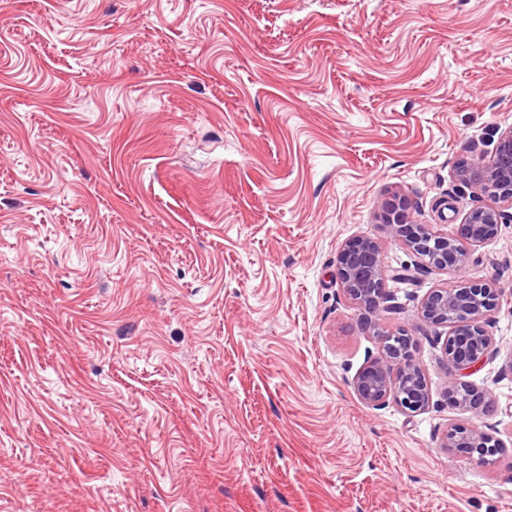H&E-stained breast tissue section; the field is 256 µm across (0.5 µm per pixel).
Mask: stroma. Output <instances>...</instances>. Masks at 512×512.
<instances>
[{
	"mask_svg": "<svg viewBox=\"0 0 512 512\" xmlns=\"http://www.w3.org/2000/svg\"><path fill=\"white\" fill-rule=\"evenodd\" d=\"M510 126L512 0H0V512H512V303L483 418L417 318L512 289V220L386 284L421 413L356 396L380 340L334 277L357 236L411 264L391 193L455 233ZM463 391L466 396L462 400L460 393ZM446 395L449 406L467 408L477 414L487 411L493 402L492 392L488 387L479 388L461 378H453L448 382ZM443 448H460L462 452L479 463H487L502 451L505 445L480 427L465 428L449 423L444 434Z\"/></svg>",
	"mask_w": 512,
	"mask_h": 512,
	"instance_id": "1",
	"label": "stroma"
}]
</instances>
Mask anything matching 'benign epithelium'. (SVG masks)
Segmentation results:
<instances>
[{
    "label": "benign epithelium",
    "instance_id": "obj_1",
    "mask_svg": "<svg viewBox=\"0 0 512 512\" xmlns=\"http://www.w3.org/2000/svg\"><path fill=\"white\" fill-rule=\"evenodd\" d=\"M456 178L475 187L488 203L470 210L457 233L448 236L433 230L430 224L412 220L408 204L394 194L381 206L380 219L391 228L393 237L402 242L413 256V263L404 272L394 274L385 269L381 245L370 237H355L340 247L336 256L335 279L343 296L358 308L362 328L374 336L381 335L385 305L386 282L390 279H410V272L459 269L470 256V249L495 238L505 210L512 209V126L498 137L488 158L462 161L455 170ZM512 291L489 284H465L430 289L422 298L418 318L442 342L446 360L459 371L483 363L497 349L488 331L491 312ZM414 337L403 331L391 342L383 344L378 355L360 368L350 384L357 397L366 405L381 409L393 403L409 414L429 408L431 392L425 374L414 362ZM448 405L467 408L480 414L493 402L487 387L453 378L446 391ZM443 447L459 448L469 458L487 463L505 448L501 440L473 426L465 428L448 424Z\"/></svg>",
    "mask_w": 512,
    "mask_h": 512
}]
</instances>
